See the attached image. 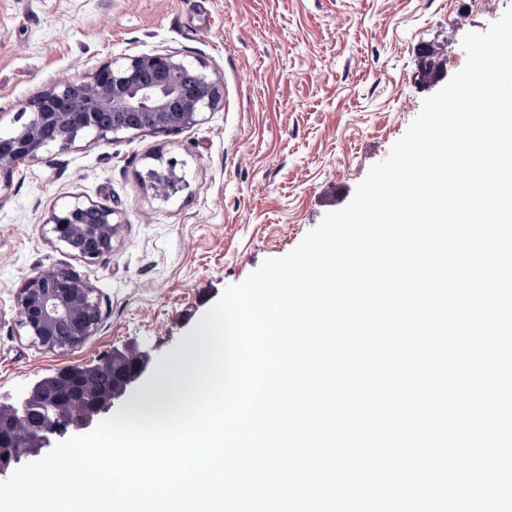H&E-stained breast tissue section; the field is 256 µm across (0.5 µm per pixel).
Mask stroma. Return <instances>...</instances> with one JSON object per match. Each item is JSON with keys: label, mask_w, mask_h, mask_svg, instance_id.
I'll list each match as a JSON object with an SVG mask.
<instances>
[{"label": "stroma", "mask_w": 512, "mask_h": 512, "mask_svg": "<svg viewBox=\"0 0 512 512\" xmlns=\"http://www.w3.org/2000/svg\"><path fill=\"white\" fill-rule=\"evenodd\" d=\"M0 0V135L22 104L110 60L174 53L204 63L224 104L174 134L77 139L19 166L0 187V401L44 376L113 351L161 367L220 298L264 260L290 252L352 199L438 84L419 80L421 49L442 73L512 0ZM176 159L181 183L154 195L147 173ZM112 208V250L87 262L48 224L73 199ZM89 278L96 331L49 351L15 322L14 294L37 271Z\"/></svg>", "instance_id": "stroma-1"}]
</instances>
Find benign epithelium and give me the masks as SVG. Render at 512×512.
<instances>
[{"mask_svg": "<svg viewBox=\"0 0 512 512\" xmlns=\"http://www.w3.org/2000/svg\"><path fill=\"white\" fill-rule=\"evenodd\" d=\"M185 66L186 61L171 53L128 55L100 65L86 77L41 90L20 108L19 115H28L27 120L11 135L0 137V179L9 180L22 162L41 160L51 147L69 149L83 134L99 143L130 132L177 133L199 124L205 113L223 104L224 85L202 65L196 67L197 82L186 85L181 80ZM175 165L169 159L166 172H148L156 192L177 181ZM113 215L112 208L104 204L76 199L52 212L48 223L56 241L74 255L93 261L112 251L117 229ZM93 293L88 278L66 268L38 271L24 278L15 292L16 324L46 349L73 347L91 335L100 321ZM150 365L149 353L138 351L120 391L99 405L79 429H70L54 408L45 407L46 421L31 433L32 447L18 454L0 441V475L8 474L28 456L48 453L59 438L93 429L114 401L144 380ZM32 397L30 392L9 403L21 432Z\"/></svg>", "mask_w": 512, "mask_h": 512, "instance_id": "1", "label": "benign epithelium"}]
</instances>
